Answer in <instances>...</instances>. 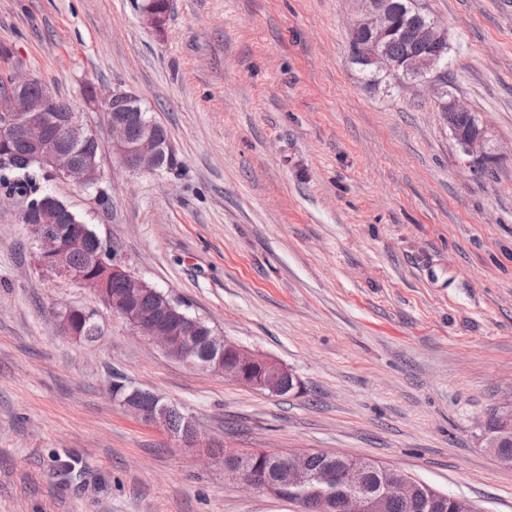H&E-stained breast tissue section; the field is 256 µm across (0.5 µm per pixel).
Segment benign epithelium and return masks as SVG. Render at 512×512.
<instances>
[{"label":"benign epithelium","instance_id":"7a95c632","mask_svg":"<svg viewBox=\"0 0 512 512\" xmlns=\"http://www.w3.org/2000/svg\"><path fill=\"white\" fill-rule=\"evenodd\" d=\"M358 18L353 31L367 36L360 60L364 66L382 71L391 83L397 84L404 77L425 76L437 70L448 52V30L436 21L418 20L413 25L400 27L393 13L377 0H357ZM405 35L418 50L402 59H395L386 52V45L398 35ZM34 79L15 70L7 81V98L0 103V139L11 142L19 137L21 143L33 150L27 155L30 162L50 167V173L81 187H99L103 171L99 163L88 168L73 156L61 158L40 152L50 129H58L74 145H81L93 136L92 130L75 116L61 114L50 95L34 98L27 89ZM436 95L440 111L453 114L469 111L457 97L436 84L430 85ZM120 105L101 107L103 119L112 133V153L118 165L129 171H155L160 168L164 155L172 151L170 140L154 138L152 127L144 128L143 136L134 142L130 125L137 119L138 105L132 94H115ZM449 130L463 155L478 162L495 156L492 136L483 120L473 119L468 126L448 124ZM29 232L37 244V263L52 277L61 278L83 287L94 284L81 270L70 266L59 254L57 240L47 224H30ZM97 260L112 266V274L126 279L129 290L124 298L112 300V311L125 319L141 335L156 343L170 359L188 367L223 375L237 383L271 394L299 386L297 377L283 365L221 336L206 334L203 322L178 312L179 302L161 292L157 293L159 310L150 314L131 306L138 295L153 291L148 283L126 271L103 242H98ZM114 398L126 411L142 421L162 429L177 439L185 448H215L190 421L183 428L172 424L171 409L162 403L151 410L144 409L138 401L137 390L114 383ZM495 426L488 430L487 444L504 463L512 464V454L500 451L504 441H512V404L498 408L493 417ZM310 454L288 452L277 457L272 467H267L262 456L243 458L233 451H224V475L247 488L263 491L274 497H285L297 504L301 512H374L377 506L389 499H401L415 508H428L435 512L444 504L443 495L422 497L420 481L405 472L390 468L383 472L377 495L368 496L362 489L364 476L372 470L370 463L345 454L333 457L346 463L343 479L330 468L316 473L308 468Z\"/></svg>","mask_w":512,"mask_h":512}]
</instances>
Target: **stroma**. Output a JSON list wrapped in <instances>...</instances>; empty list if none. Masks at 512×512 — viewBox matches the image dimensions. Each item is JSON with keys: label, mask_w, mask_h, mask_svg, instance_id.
<instances>
[{"label": "stroma", "mask_w": 512, "mask_h": 512, "mask_svg": "<svg viewBox=\"0 0 512 512\" xmlns=\"http://www.w3.org/2000/svg\"><path fill=\"white\" fill-rule=\"evenodd\" d=\"M0 0L11 64L71 102L104 194L47 183L125 268L217 334L291 369L271 395L174 362L93 289L41 272L0 187V512H298L112 397L121 378L242 453L340 452L478 512H512L486 423L512 402V0H419L497 157L468 167L430 87L371 89L354 0ZM125 91L175 165L112 157L82 88ZM93 313L94 342L59 312Z\"/></svg>", "instance_id": "stroma-1"}]
</instances>
